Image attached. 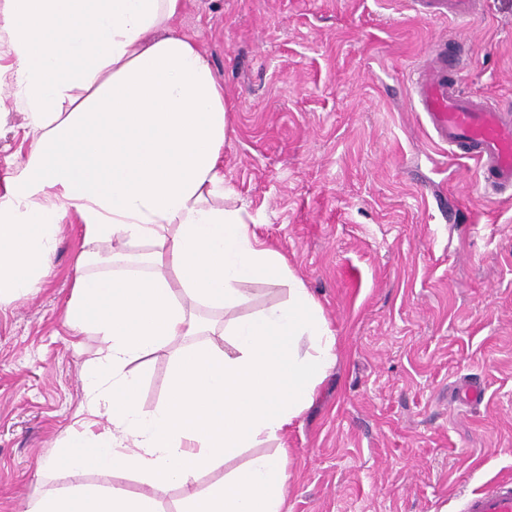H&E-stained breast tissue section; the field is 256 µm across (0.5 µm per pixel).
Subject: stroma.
Returning <instances> with one entry per match:
<instances>
[{"mask_svg": "<svg viewBox=\"0 0 512 512\" xmlns=\"http://www.w3.org/2000/svg\"><path fill=\"white\" fill-rule=\"evenodd\" d=\"M173 25L235 106L225 186L336 333V365L284 440L282 512H461L512 478V201L480 197L475 162L412 102L427 47L445 41L467 48V94L512 106V0H483L465 25L410 0H186ZM0 110L1 174L23 137L6 86ZM84 249L68 212L41 288L0 306V512L74 485L143 489L50 464L84 429L102 344L66 318ZM134 368L152 410L169 358ZM465 378L481 401L457 396Z\"/></svg>", "mask_w": 512, "mask_h": 512, "instance_id": "stroma-1", "label": "stroma"}]
</instances>
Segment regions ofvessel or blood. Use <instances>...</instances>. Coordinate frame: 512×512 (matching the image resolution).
I'll return each mask as SVG.
<instances>
[{
  "label": "vessel or blood",
  "instance_id": "b4317fda",
  "mask_svg": "<svg viewBox=\"0 0 512 512\" xmlns=\"http://www.w3.org/2000/svg\"><path fill=\"white\" fill-rule=\"evenodd\" d=\"M433 18L469 21L476 0H415ZM444 43L427 52V67L414 91L418 107L438 140L450 149H461L477 164L478 190L493 191L496 199H512V109L492 107L481 98L465 94L450 78L458 68ZM462 512H512V479H504L474 493Z\"/></svg>",
  "mask_w": 512,
  "mask_h": 512
}]
</instances>
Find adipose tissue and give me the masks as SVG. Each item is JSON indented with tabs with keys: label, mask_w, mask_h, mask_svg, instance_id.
Returning <instances> with one entry per match:
<instances>
[{
	"label": "adipose tissue",
	"mask_w": 512,
	"mask_h": 512,
	"mask_svg": "<svg viewBox=\"0 0 512 512\" xmlns=\"http://www.w3.org/2000/svg\"><path fill=\"white\" fill-rule=\"evenodd\" d=\"M184 0H0V45L30 144L0 186V305L33 293L58 226L76 211L87 247L68 302L75 334L103 338L86 376L102 435L55 450L76 470H123L143 491L73 490L31 512H282V436L336 364L320 302L261 241L224 185L231 102L209 57L171 23ZM288 284L286 303L248 315L245 285ZM222 320L205 338L198 313ZM168 352L166 398L140 401L132 366ZM277 442L272 453L258 446ZM255 454L196 490L199 474Z\"/></svg>",
	"instance_id": "adipose-tissue-1"
}]
</instances>
